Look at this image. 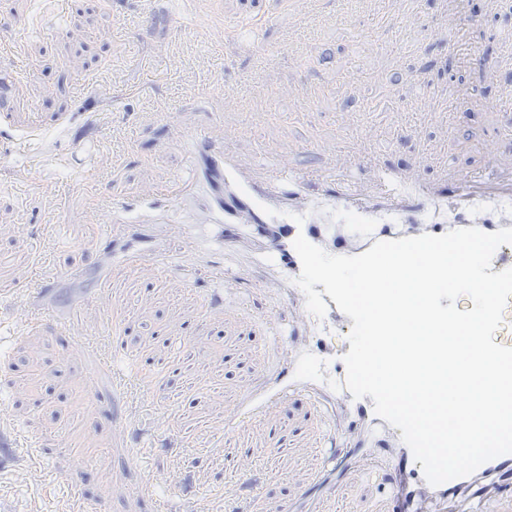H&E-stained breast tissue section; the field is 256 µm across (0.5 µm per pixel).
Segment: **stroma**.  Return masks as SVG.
Returning <instances> with one entry per match:
<instances>
[{"mask_svg": "<svg viewBox=\"0 0 512 512\" xmlns=\"http://www.w3.org/2000/svg\"><path fill=\"white\" fill-rule=\"evenodd\" d=\"M327 11L342 9L344 20L308 30L301 60L265 66L264 92L270 111L251 108L245 80L261 57L252 45L273 51L288 34V0H201L199 15L184 13L180 0H154L155 16L143 25L142 0H0V414L19 447L0 456V512H75L77 500L107 505L109 512H155V501H210L239 494L231 459H213L208 449L223 444L224 407L252 380L283 365L288 323L286 291L277 271L250 245L225 249L215 224L196 225L194 291L174 295L146 277L125 272L109 278L120 254L136 248L125 237L139 211L119 224H85L98 199L133 196L140 183L187 172L189 160L170 127L155 114L158 103L194 112L197 124L223 119L240 135L232 151L255 177L281 159L279 145L295 141L291 156L302 170L335 167L340 178L369 183L368 165L355 156L374 152L389 169L421 182L452 189L457 180L486 172L489 165L512 170V64L502 56L512 36V0H406L403 19L390 9L368 12L360 0H323ZM279 15L266 22L267 13ZM125 24L112 42L96 38L115 15ZM457 19L455 45L435 26ZM224 27V42L212 49L204 24ZM72 29L82 39L69 38ZM193 66L167 71L175 43ZM494 65L472 67V51ZM36 75H29V64ZM379 79H370L367 68ZM222 76L236 86L240 105L217 112L190 91L193 81ZM315 89L313 105L276 96L279 86ZM133 141L121 166L94 184L86 178L103 150ZM498 141L495 159L482 149ZM59 187L58 201L37 194L33 181ZM145 245L165 248L170 274L185 266L173 227L191 222L190 209L163 213ZM214 263L240 279L216 293L206 277ZM79 265L81 276L65 275ZM108 289V313L85 309L89 331L109 329L119 340L117 366L132 365L150 406L166 410L168 433L178 447L149 442L139 462H126L133 441L119 424L124 411L112 399V380L100 371L95 353H72L71 337L57 324L74 312L76 300ZM278 313L268 323L269 313ZM46 374L22 387L32 361ZM328 417L303 392L288 396L276 415L257 425L268 441L254 449L259 485L255 512L285 505L335 445L325 438ZM94 446L92 457L74 450ZM80 469L78 497L57 486L47 471ZM154 480L153 496L134 488ZM332 512H384L380 476H356L330 503Z\"/></svg>", "mask_w": 512, "mask_h": 512, "instance_id": "stroma-1", "label": "stroma"}]
</instances>
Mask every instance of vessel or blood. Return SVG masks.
I'll return each mask as SVG.
<instances>
[{
	"mask_svg": "<svg viewBox=\"0 0 512 512\" xmlns=\"http://www.w3.org/2000/svg\"><path fill=\"white\" fill-rule=\"evenodd\" d=\"M288 17L295 21L322 19L321 0H289ZM170 127L199 168L187 177L143 185L137 192L141 205L174 210L189 200L199 199L209 212L210 223L250 224L269 229L264 258L279 266L290 282L301 273V261L294 248V241L300 236L341 256L358 255L374 242L398 238L401 233L397 227L401 224L406 227L403 234L409 237L442 235L472 226L488 233L512 227V207L500 204L501 199L512 198V173L505 175L493 170L486 177L471 180L443 195L409 174L381 168L377 171L379 192L358 186L331 191L326 189L323 176L295 171L287 156L296 146L287 142L281 147L284 161L263 182L251 183L241 175L242 161L226 147L229 133L222 124L202 130L193 122L190 112L183 111L171 115ZM312 183L322 186L319 196H309L308 186ZM336 207L357 219L361 226L359 234L337 238L329 214ZM118 268L151 277L166 270L167 262L151 252L128 251L122 254ZM291 323L293 327L309 330V340L291 349L285 370L240 393L235 406L224 413V435L249 432L256 423L274 415L288 395L303 386L323 408L335 407L340 399L347 401L349 422L337 436L341 449L321 463L312 480L288 505L274 508L273 512H324L330 497L353 473L373 468L375 434L379 431L399 461L390 478L396 502L393 512H447L450 499L466 495L472 486L483 482L489 485L494 512H512V493L503 488L506 478L512 475V454L484 463L471 475L430 485L420 463L402 441L400 430L376 416L372 398L356 399L344 389L347 369L343 356L350 346L337 344L336 339L349 333L352 321L336 303H329L324 317L318 318L307 311L305 301H298ZM304 352L323 361V380L303 383L296 379L297 360ZM336 382L341 385L337 391L332 388ZM166 422L165 411L144 415L131 404L122 426L134 431L144 428L154 434Z\"/></svg>",
	"mask_w": 512,
	"mask_h": 512,
	"instance_id": "b4317fda",
	"label": "vessel or blood"
}]
</instances>
